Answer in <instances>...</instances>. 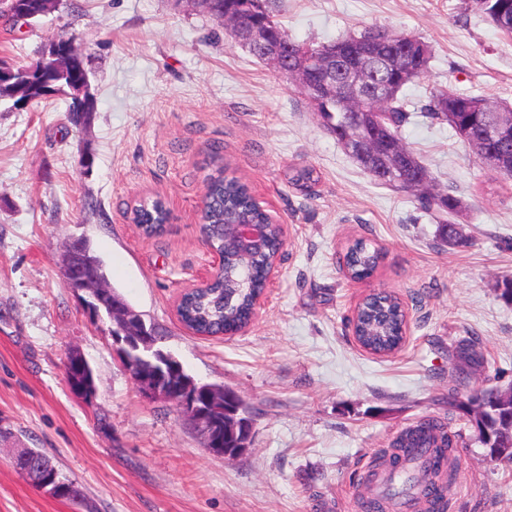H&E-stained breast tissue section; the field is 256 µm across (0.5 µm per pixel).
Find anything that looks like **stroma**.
I'll use <instances>...</instances> for the list:
<instances>
[{
    "instance_id": "stroma-1",
    "label": "stroma",
    "mask_w": 512,
    "mask_h": 512,
    "mask_svg": "<svg viewBox=\"0 0 512 512\" xmlns=\"http://www.w3.org/2000/svg\"><path fill=\"white\" fill-rule=\"evenodd\" d=\"M32 25L0 19V59L22 66L58 29L87 58L95 112L68 119L55 95L15 109L0 100V512H358L363 477L393 439L425 417L463 435L445 512H512V459H490L455 403L512 387V177L485 168L447 121L425 111L450 86L512 104V35L473 0H273L289 36L320 44L380 27L424 41V74L401 93L402 138L466 211L455 248L411 193L375 183L321 126L298 87L253 58L201 12L174 0H64ZM91 152L84 172L80 158ZM311 168L308 186L293 184ZM246 180L285 227L286 243L254 322L203 337L175 302L211 267L197 223L217 169ZM167 200L162 234L126 213ZM384 252L373 278L341 266L348 244ZM86 238L108 280L164 332L195 379L234 391L252 419L250 447L216 456L175 404L141 397L112 346L63 287L59 262ZM383 290L409 313L405 347L379 357L348 327ZM469 337L484 363L457 356ZM89 362L96 396H74L66 357ZM40 449L84 502L37 490L11 461Z\"/></svg>"
}]
</instances>
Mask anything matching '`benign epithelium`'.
Listing matches in <instances>:
<instances>
[{
  "instance_id": "obj_1",
  "label": "benign epithelium",
  "mask_w": 512,
  "mask_h": 512,
  "mask_svg": "<svg viewBox=\"0 0 512 512\" xmlns=\"http://www.w3.org/2000/svg\"><path fill=\"white\" fill-rule=\"evenodd\" d=\"M217 20L224 31L241 45L251 46L260 51L266 64L280 72L284 64V48L280 41L269 36L273 27L272 18L260 21L247 13L224 7ZM391 43L404 44L418 57L428 55L425 43L411 36L386 34ZM65 39L59 32L48 40L42 52L56 60L58 72L69 78L67 88L61 92L70 98L81 101L84 112L81 124H86L94 112V99L88 87V76L82 53L71 44L62 50L60 41ZM343 54L339 44H322L317 50L308 47L299 51V63L288 73L289 81L298 87L310 91L317 100L331 99L336 102V110L344 114L345 122H353L358 113L364 111L367 99L383 105L390 95L389 87L376 81L375 74L369 71L366 63L350 70L341 80H336L334 61ZM22 72L15 67L0 62V86L9 84L17 88L13 97L22 95L20 89ZM508 120L497 118L487 125L483 132V141L477 149L484 152L485 145L499 137ZM264 239L259 224H224V241L247 257L259 248ZM73 252L69 251L62 262V283L78 300L88 317L97 322L111 324L112 341L121 357L125 370L139 388L141 394L150 400H172L182 410L190 425L209 437L208 451L224 456H236L243 452L237 448L230 451L224 448V438L219 436L212 416V406L217 401L211 384L201 383L191 377L181 379L179 385L170 383V379L183 373V365L170 353L155 349L158 341L154 323L146 321L144 316L130 307H121L112 299L111 290L98 281H77L73 277ZM70 371L71 389L82 400L89 401L96 395L93 376L86 358L78 352L69 354L66 362ZM35 487L43 493L59 499L78 502L82 499L81 490L72 482L63 479L57 469L48 468L40 472L35 479Z\"/></svg>"
}]
</instances>
